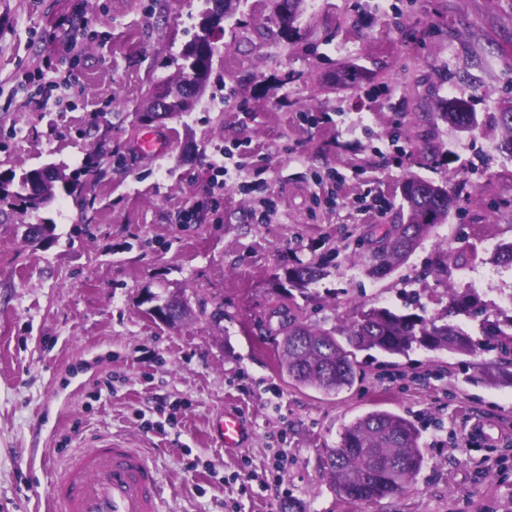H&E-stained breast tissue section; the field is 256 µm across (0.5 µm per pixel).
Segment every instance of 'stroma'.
Returning a JSON list of instances; mask_svg holds the SVG:
<instances>
[{
  "mask_svg": "<svg viewBox=\"0 0 512 512\" xmlns=\"http://www.w3.org/2000/svg\"><path fill=\"white\" fill-rule=\"evenodd\" d=\"M205 0H0V173L49 162L75 169L106 146L82 197L57 190L39 211L15 203L0 226V512H47L49 472L90 439L128 442L157 467L165 512H512V388L471 382L458 356L414 350L382 365L357 355L352 389L325 395L282 378L258 322L273 279L336 254L293 300L331 328L357 305L427 312L443 295L424 277L435 239L512 240V154L500 112L512 104V0H305L293 40L260 33L272 0H239L215 30L213 74L195 108L143 123L147 93L175 78L200 32ZM87 22L68 45L67 26ZM352 66L364 75L340 85ZM59 84L41 106L35 71ZM479 128L429 120L448 99ZM170 140L136 149L145 131ZM236 149L246 192L219 187L214 163ZM461 193L434 238L391 276L372 280L350 254L373 224L398 219L405 175ZM192 223H182L185 212ZM48 223L31 246L21 225ZM175 296L176 325L147 313ZM238 412L250 438L222 447L211 424ZM373 411L414 420L424 465L404 494L341 502L324 468L344 425ZM487 423L491 440L466 445Z\"/></svg>",
  "mask_w": 512,
  "mask_h": 512,
  "instance_id": "stroma-1",
  "label": "stroma"
}]
</instances>
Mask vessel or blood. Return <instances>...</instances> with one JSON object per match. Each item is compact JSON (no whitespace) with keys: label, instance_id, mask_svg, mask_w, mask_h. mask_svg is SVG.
Here are the masks:
<instances>
[{"label":"vessel or blood","instance_id":"vessel-or-blood-1","mask_svg":"<svg viewBox=\"0 0 512 512\" xmlns=\"http://www.w3.org/2000/svg\"><path fill=\"white\" fill-rule=\"evenodd\" d=\"M212 429L225 447L247 442L235 412H225ZM163 503L157 468L139 450L108 437L72 455L56 471L50 494L54 512H162Z\"/></svg>","mask_w":512,"mask_h":512}]
</instances>
